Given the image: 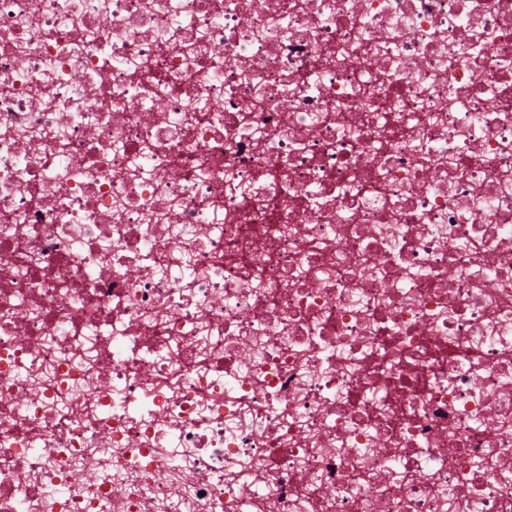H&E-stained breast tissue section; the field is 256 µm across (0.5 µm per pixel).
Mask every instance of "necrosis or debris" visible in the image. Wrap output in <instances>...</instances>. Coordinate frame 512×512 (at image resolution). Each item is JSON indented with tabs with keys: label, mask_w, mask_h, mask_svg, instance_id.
I'll use <instances>...</instances> for the list:
<instances>
[{
	"label": "necrosis or debris",
	"mask_w": 512,
	"mask_h": 512,
	"mask_svg": "<svg viewBox=\"0 0 512 512\" xmlns=\"http://www.w3.org/2000/svg\"><path fill=\"white\" fill-rule=\"evenodd\" d=\"M0 512H512V0H0Z\"/></svg>",
	"instance_id": "necrosis-or-debris-1"
}]
</instances>
